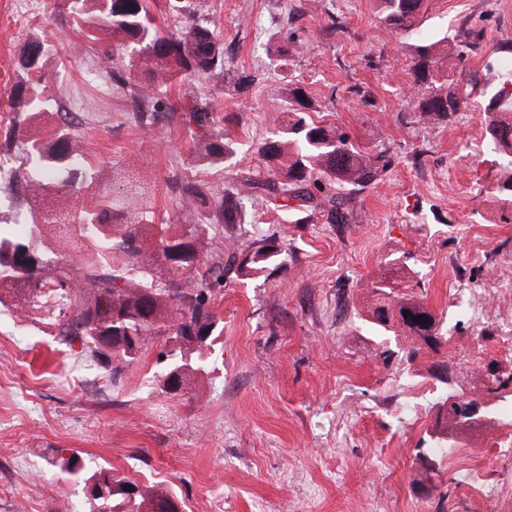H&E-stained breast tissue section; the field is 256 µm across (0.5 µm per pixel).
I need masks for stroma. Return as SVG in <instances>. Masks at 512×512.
Segmentation results:
<instances>
[{
    "label": "stroma",
    "mask_w": 512,
    "mask_h": 512,
    "mask_svg": "<svg viewBox=\"0 0 512 512\" xmlns=\"http://www.w3.org/2000/svg\"><path fill=\"white\" fill-rule=\"evenodd\" d=\"M13 2L0 0V135L16 117L8 95L24 42L39 38L43 81L60 105L40 135L50 138L74 112L90 158L132 164L153 181L156 223L200 221L176 207V178L196 175L220 194L264 170L258 149L273 136L286 77L309 91L315 119L387 166L350 194L343 223L323 212L297 220L261 194L247 200L261 231L221 244L220 257L273 234L286 259L248 278L226 271L213 365L181 395L162 390V341L114 379L59 337L0 312V512H87L81 487L61 470L73 455L175 494L182 512H501L512 501L511 400L498 422L461 435L440 488L422 480L419 454L436 419L425 375L433 362H512L503 348L512 306L479 318L463 306L487 290L490 272L512 279V206L496 190L505 166L479 150L487 65L512 75V0H422L407 31L381 20L378 0H213L224 83H173L152 127L134 122L128 94L103 77L101 44L69 53V43L86 42L79 21L38 0L37 20L22 27ZM443 36L439 65L465 102L449 121L420 125L406 104L410 46ZM293 38L308 49L284 71L280 52ZM191 94L209 102L236 147L224 173L191 163ZM394 259L448 331L439 352L412 362L404 340L367 321L371 284ZM471 448L476 485L461 461Z\"/></svg>",
    "instance_id": "35a3bbf8"
}]
</instances>
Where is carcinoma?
<instances>
[{"mask_svg":"<svg viewBox=\"0 0 512 512\" xmlns=\"http://www.w3.org/2000/svg\"><path fill=\"white\" fill-rule=\"evenodd\" d=\"M421 0H381L385 21L397 30L416 25ZM168 11L182 18L176 34H163L155 23L149 0H62L94 40L110 41L104 60L113 81L122 85L135 104L134 119L152 126L165 106L164 92L176 79L197 77L224 81V47L211 23L212 0H167ZM448 37L411 45L414 91L408 97L418 122L438 124L461 109L464 100L438 82L434 64L440 44ZM43 43L27 41L20 67L31 75L40 64ZM280 107L273 117L276 138L259 154L268 160L270 178L244 176L216 197L208 182L187 177L174 180L175 198L188 211H208V224H163L153 251L146 247V231L154 222L148 206L153 189L140 176L116 165L92 163L79 134L58 127L52 140L28 135L17 141L20 123H37L56 105L40 83L16 85L10 108L22 122L4 135L0 157L12 158L20 143V163L0 176V196L9 200L0 211V310L24 322L53 327L57 335L82 351L103 370L116 374L138 363L147 345L165 337L168 351L163 365V388L182 391L189 380L208 368L203 354L220 319L214 300L224 292V264L207 260L213 245L246 224L255 223L242 201L261 190L282 200L285 210L322 211L344 219L345 191L361 189L384 170L382 156L368 159L333 125L313 120L316 111L304 88L286 80L279 89ZM491 119L486 141L493 153L508 157V172L497 191L512 202V93L501 89L485 107ZM186 124L196 126L192 163L220 168L231 154L224 129L212 117L209 103L192 98ZM26 185L28 213L12 201L15 184ZM285 250L262 238L255 250L229 264L243 277L283 263ZM399 274L373 282L377 295L389 296L400 287ZM409 316L390 318L385 305L372 310L377 331L403 336L411 344L408 359L439 344V321L413 295L397 300ZM426 316L427 323L414 321ZM196 349L192 360L185 351ZM431 455L423 456L421 476L439 478L448 443L437 439ZM64 469L87 488L89 512H180V501L165 491L148 493L112 472L89 469L70 457ZM130 490H124V487Z\"/></svg>","mask_w":512,"mask_h":512,"instance_id":"cac0c4a2","label":"carcinoma"}]
</instances>
